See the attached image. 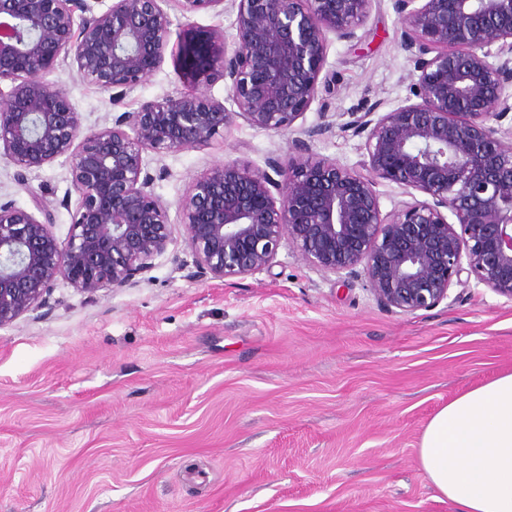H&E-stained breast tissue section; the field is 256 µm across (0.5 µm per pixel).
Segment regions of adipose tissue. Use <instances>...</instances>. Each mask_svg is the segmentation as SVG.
Segmentation results:
<instances>
[{"label": "adipose tissue", "instance_id": "adipose-tissue-1", "mask_svg": "<svg viewBox=\"0 0 512 512\" xmlns=\"http://www.w3.org/2000/svg\"><path fill=\"white\" fill-rule=\"evenodd\" d=\"M418 460L453 512H512V372L442 407L422 434Z\"/></svg>", "mask_w": 512, "mask_h": 512}]
</instances>
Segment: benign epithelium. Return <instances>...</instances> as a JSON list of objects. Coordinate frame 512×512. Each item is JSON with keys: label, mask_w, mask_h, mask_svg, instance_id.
Wrapping results in <instances>:
<instances>
[{"label": "benign epithelium", "mask_w": 512, "mask_h": 512, "mask_svg": "<svg viewBox=\"0 0 512 512\" xmlns=\"http://www.w3.org/2000/svg\"><path fill=\"white\" fill-rule=\"evenodd\" d=\"M165 2L112 0L97 12L89 0H0V83H9L0 89V158L22 184L63 158L77 194L62 241L38 194L32 211L0 204V328L46 306L60 280L94 297L150 271L173 224L144 154L205 147L239 119L295 136L303 153L285 168L227 160L194 179L177 210L201 276H251L288 244L342 284L364 277L378 302L402 314L437 307L464 272L512 300V126H500L512 112V0H394L417 101L343 125L364 138L358 166L300 138L331 132L328 113L311 128L295 123L319 95L331 39L353 41L372 0H230L232 50L221 30L189 29L173 52L191 83L224 59V99L191 89L83 129L47 76L69 62L82 80L125 97L164 63ZM182 2L188 13L224 7ZM382 182L425 199L384 215Z\"/></svg>", "instance_id": "7a95c632"}]
</instances>
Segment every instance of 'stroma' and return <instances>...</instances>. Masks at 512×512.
Returning <instances> with one entry per match:
<instances>
[{
	"label": "stroma",
	"mask_w": 512,
	"mask_h": 512,
	"mask_svg": "<svg viewBox=\"0 0 512 512\" xmlns=\"http://www.w3.org/2000/svg\"><path fill=\"white\" fill-rule=\"evenodd\" d=\"M184 26L222 30L232 9L165 5ZM394 0H374L351 42H333L320 91L299 124L331 112L310 143L349 165L363 140L353 113L412 96ZM49 80L87 129L189 84L173 59L121 102L63 64ZM287 136L236 121L204 148L148 156L154 189L177 206L196 175L236 160L286 164ZM0 159V204L42 194L66 238L69 166L29 174ZM512 371V301L465 280L427 311L379 304L309 267L288 246L270 269L223 282L198 276L181 226L139 282L95 298L58 284L46 308L0 329V512H452L417 455L430 419Z\"/></svg>",
	"instance_id": "stroma-1"
}]
</instances>
